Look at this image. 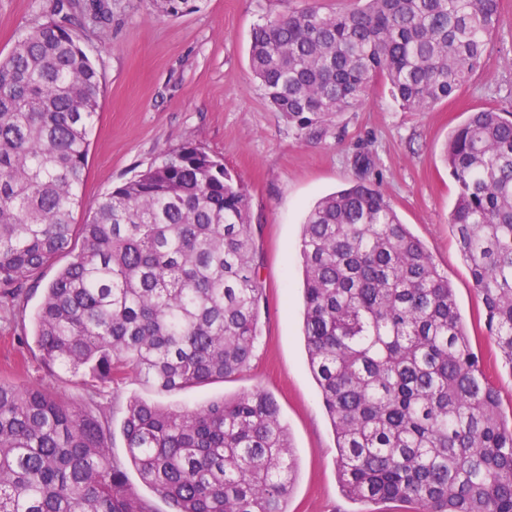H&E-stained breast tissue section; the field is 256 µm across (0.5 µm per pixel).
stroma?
I'll return each mask as SVG.
<instances>
[{
  "label": "stroma",
  "instance_id": "obj_1",
  "mask_svg": "<svg viewBox=\"0 0 512 512\" xmlns=\"http://www.w3.org/2000/svg\"><path fill=\"white\" fill-rule=\"evenodd\" d=\"M103 18L87 9L63 23L81 36L102 86L82 189L74 212L84 223L98 200L191 141L221 160L245 187L260 256V342L250 366L200 388L157 394L129 376L100 387L59 368L47 374L33 340L41 288L65 266L62 255L39 275L40 287L16 299L0 297V381L43 384L77 404H90L111 427L110 456L125 464L128 482L154 512L168 504L128 466L122 426L126 404L139 396L175 408L263 390L277 401L296 452L298 477L288 512H358L342 493L335 438L309 372L302 336L303 274L298 259L302 222L322 196L363 179L380 187L399 218L448 276L473 349L512 418V375L495 359L484 309L451 235L448 217L456 186L442 161L449 134L470 113L512 112V0H503L500 26L483 71L448 101L409 112L383 84L367 106L299 129L268 104L249 64L254 27L304 5V0H201L179 17L157 15L150 0H109ZM52 0H0V59L29 27L50 14Z\"/></svg>",
  "mask_w": 512,
  "mask_h": 512
}]
</instances>
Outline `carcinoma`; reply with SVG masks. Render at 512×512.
I'll return each mask as SVG.
<instances>
[{
	"label": "carcinoma",
	"mask_w": 512,
	"mask_h": 512,
	"mask_svg": "<svg viewBox=\"0 0 512 512\" xmlns=\"http://www.w3.org/2000/svg\"><path fill=\"white\" fill-rule=\"evenodd\" d=\"M198 0H153L175 17ZM502 0H319L254 28L250 66L269 104L304 129L368 102L377 80L410 112L484 68ZM50 17L0 59V288L61 254L34 337L48 371L103 383L136 372L157 393L229 379L259 338L245 188L197 145L81 204L99 73ZM444 161L448 224L512 376V120L470 113ZM303 335L330 418L343 494L400 512H512V421L474 352L454 290L374 184L320 199L302 224ZM128 459L171 512H286L297 475L264 391L172 408L129 399ZM110 426L44 385L0 382V512H153L110 458Z\"/></svg>",
	"instance_id": "cac0c4a2"
}]
</instances>
